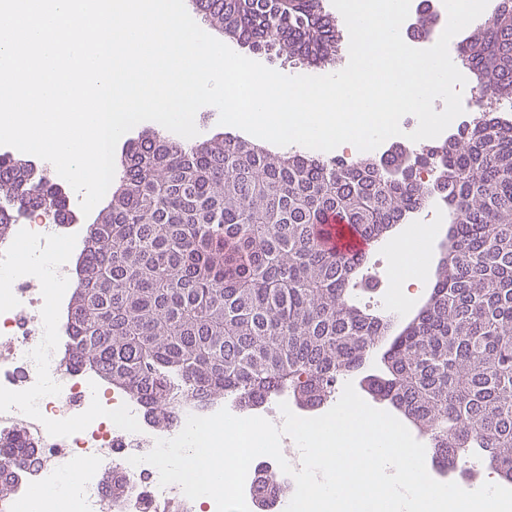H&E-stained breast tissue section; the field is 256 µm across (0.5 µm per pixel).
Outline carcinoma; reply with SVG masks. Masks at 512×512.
I'll return each instance as SVG.
<instances>
[{"instance_id":"cac0c4a2","label":"carcinoma","mask_w":512,"mask_h":512,"mask_svg":"<svg viewBox=\"0 0 512 512\" xmlns=\"http://www.w3.org/2000/svg\"><path fill=\"white\" fill-rule=\"evenodd\" d=\"M224 36L309 66L336 62L341 31L323 0H196ZM481 94L450 145L361 161L288 156L237 137L152 134L126 148L120 187L76 260L70 357L170 426L188 403L244 408L282 390L316 410L336 380L377 355L366 392L437 449L476 451L512 476V0L458 46ZM448 212V252L429 299L390 321L351 293L364 258L330 247L337 216L373 241L432 201ZM33 206L66 219L63 196L30 165L0 160V240ZM24 441H0V495Z\"/></svg>"}]
</instances>
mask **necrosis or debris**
Segmentation results:
<instances>
[{"mask_svg": "<svg viewBox=\"0 0 512 512\" xmlns=\"http://www.w3.org/2000/svg\"><path fill=\"white\" fill-rule=\"evenodd\" d=\"M65 234V225L49 223L31 208L13 224L8 240L0 241V437L20 434L38 450L36 465L23 471L19 491L0 498V512H25L30 487L58 483L91 455L122 478L126 492L106 502L95 472H84L78 512H217L212 498L191 500L179 485L160 486L154 466L129 459L149 453L156 440L178 435L188 416L214 414L218 404L185 405L173 425L160 429L142 403L106 387L94 371L59 361L66 333L59 321L68 312L64 284L72 262H58V289L37 292L33 285L41 271L18 270L13 244L24 240L48 255Z\"/></svg>", "mask_w": 512, "mask_h": 512, "instance_id": "necrosis-or-debris-1", "label": "necrosis or debris"}]
</instances>
